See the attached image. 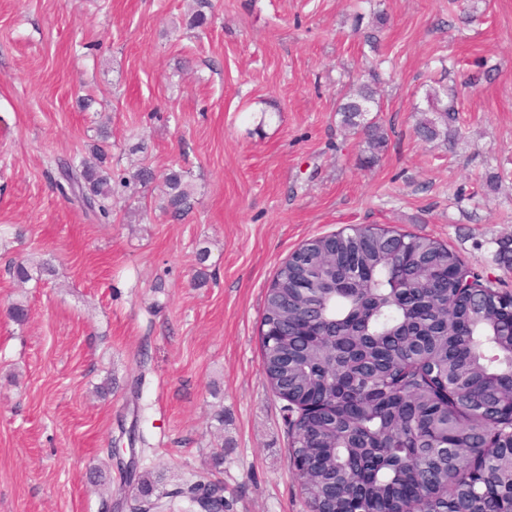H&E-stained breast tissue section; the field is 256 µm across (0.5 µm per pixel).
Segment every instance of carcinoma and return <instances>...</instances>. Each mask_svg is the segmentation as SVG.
<instances>
[{
	"label": "carcinoma",
	"instance_id": "1",
	"mask_svg": "<svg viewBox=\"0 0 512 512\" xmlns=\"http://www.w3.org/2000/svg\"><path fill=\"white\" fill-rule=\"evenodd\" d=\"M379 66L371 64L365 79L336 106L342 123L364 136L367 163L387 145L382 126L367 118L381 111ZM425 98L432 117L420 123L418 134L430 141L448 138L457 109L448 101L443 79L433 80ZM55 165V189L99 220L112 215V198L156 180L149 167L127 177L112 175L101 146L94 148L92 160L76 152ZM163 182L162 209L179 218L191 208V184L177 170L166 173ZM449 264L463 268L454 251L432 238L409 234L402 239L385 228L358 227L307 241L278 268L264 298L262 364L268 386L283 401L306 391L325 392L321 416L297 422L291 434L293 454L335 449L329 468L298 476L314 508H332L323 499L328 484L343 481L345 462L358 455L359 440L370 438L380 456L374 479L355 490L364 512H393L395 488L407 465L427 479L425 512H512V438L498 431L502 391L481 385L470 364L448 361L449 345L465 348L472 340L453 335L456 325L478 322L505 347L512 344V326L497 320L490 284L478 292L476 305L453 316L448 296L455 285L443 286L440 274ZM9 273L28 283L53 275L54 269L23 259ZM392 276L416 289L423 308L408 327L392 299ZM323 304L324 336L309 346L301 332ZM346 342L370 350L357 368L353 389L364 409L355 419L335 421L338 399L329 379L348 364L339 353ZM157 484L148 472L138 476L133 487L138 512H170L176 497L186 500L187 512L212 509L222 501L219 489L200 475L182 480L172 493L156 491Z\"/></svg>",
	"mask_w": 512,
	"mask_h": 512
}]
</instances>
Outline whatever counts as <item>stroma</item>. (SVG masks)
I'll return each mask as SVG.
<instances>
[{
  "mask_svg": "<svg viewBox=\"0 0 512 512\" xmlns=\"http://www.w3.org/2000/svg\"><path fill=\"white\" fill-rule=\"evenodd\" d=\"M380 4L373 51L362 0H211L198 29L195 0H0V512H137L130 446L166 486L221 481L224 512H307L259 331L310 238L426 235L512 290V0H478L466 27L448 0ZM378 59L388 141L368 164L336 104ZM439 76L458 123L426 142ZM103 124L114 170L189 174L187 215L159 183L106 224L59 195L46 158L89 152ZM27 257L54 276L18 285L6 267Z\"/></svg>",
  "mask_w": 512,
  "mask_h": 512,
  "instance_id": "1",
  "label": "stroma"
}]
</instances>
